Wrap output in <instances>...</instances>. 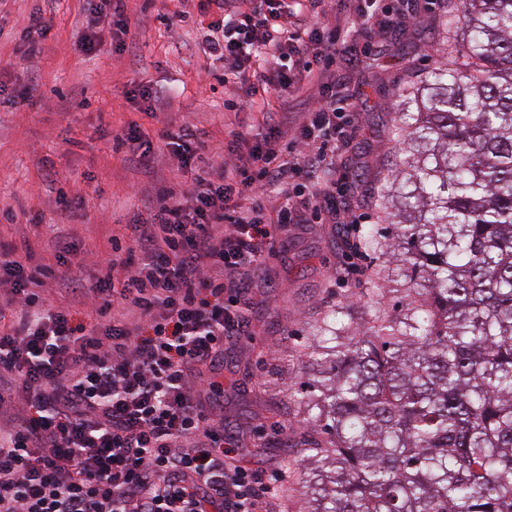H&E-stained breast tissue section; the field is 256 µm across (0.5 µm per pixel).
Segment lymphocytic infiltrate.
<instances>
[{"mask_svg":"<svg viewBox=\"0 0 512 512\" xmlns=\"http://www.w3.org/2000/svg\"><path fill=\"white\" fill-rule=\"evenodd\" d=\"M408 3L199 0L224 13L209 56L258 76L250 98L224 102L241 120L223 163L196 167L193 123L165 131L191 186L158 188L134 246L112 236L103 277L83 284L71 266L59 298L41 292L51 265L0 249V512H263L277 495L278 477L224 455V342L247 332L243 276L279 229L347 193L336 153L354 105L337 54L355 58L356 27L383 34ZM302 88L300 115L250 124L256 98Z\"/></svg>","mask_w":512,"mask_h":512,"instance_id":"lymphocytic-infiltrate-1","label":"lymphocytic infiltrate"}]
</instances>
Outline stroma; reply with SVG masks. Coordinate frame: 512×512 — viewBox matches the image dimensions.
<instances>
[{
  "instance_id": "1",
  "label": "stroma",
  "mask_w": 512,
  "mask_h": 512,
  "mask_svg": "<svg viewBox=\"0 0 512 512\" xmlns=\"http://www.w3.org/2000/svg\"><path fill=\"white\" fill-rule=\"evenodd\" d=\"M196 2L125 0L127 33L104 17L89 52L80 39L90 19L85 0H0V210L15 214L0 220V245L16 259L52 264L65 250L83 262L85 277H97L96 254L112 232L145 221L158 187L192 183L191 174L177 172L161 130L190 120L204 133L203 163L223 160L235 127L224 100L241 85L220 83L223 63L203 50L205 32L223 13L199 15ZM459 9L460 0H415L400 29L357 34L367 48L345 69L357 110L338 162L350 179L353 214L369 224L385 222L375 189L392 168L395 105L440 62L439 45ZM38 15L48 29L32 46L26 35ZM144 86L153 107L139 96ZM132 121L149 135V153L114 150L113 132ZM352 263L338 225H287L246 282L247 333L224 344V447L247 467L283 471L268 512L304 506L288 352L337 303L358 304L382 260L370 253L354 274Z\"/></svg>"
}]
</instances>
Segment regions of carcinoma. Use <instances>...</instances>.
<instances>
[{"mask_svg":"<svg viewBox=\"0 0 512 512\" xmlns=\"http://www.w3.org/2000/svg\"><path fill=\"white\" fill-rule=\"evenodd\" d=\"M457 26L396 107L362 316L336 305L288 383L302 512H512V0H461Z\"/></svg>","mask_w":512,"mask_h":512,"instance_id":"carcinoma-1","label":"carcinoma"}]
</instances>
